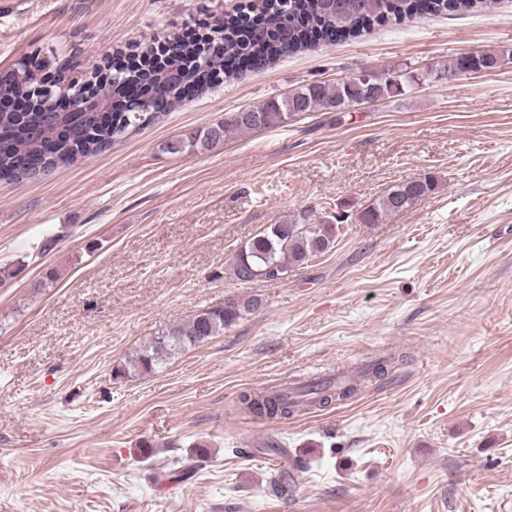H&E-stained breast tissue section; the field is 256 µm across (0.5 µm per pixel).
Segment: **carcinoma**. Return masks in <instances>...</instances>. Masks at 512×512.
<instances>
[{
    "label": "carcinoma",
    "mask_w": 512,
    "mask_h": 512,
    "mask_svg": "<svg viewBox=\"0 0 512 512\" xmlns=\"http://www.w3.org/2000/svg\"><path fill=\"white\" fill-rule=\"evenodd\" d=\"M489 4V0H262L259 5L264 22L250 26L241 14L227 15L215 21L211 36L201 43L171 42L166 62L153 63L156 46L140 48L142 65L116 71L112 80L88 87L87 80L97 74H78L72 59L56 62L53 96L69 103L64 112H54L40 97L38 88L50 62L36 49L23 54L14 64L0 70V101H25L23 111L0 110V180L22 182L37 180L54 169L72 166L110 149L116 143L149 127L166 110L185 100L183 90L209 85L203 75L224 68L229 58L247 55L269 62L333 38L356 37L372 24L390 19H412L423 14L471 11ZM501 57L485 53L475 59L460 56L434 76L452 78L478 70H494ZM415 82L411 73L378 77L362 74L334 84L310 83L279 99L245 109L223 122L187 134L165 144L164 150L180 155L197 147L224 141L232 131H262L285 126L312 112L343 110L372 99H385L403 89V83ZM132 86L140 88L134 106L109 117L98 110V103L112 102ZM437 186L433 176L392 186L357 217L360 224H380L392 215L413 208ZM336 242V224L330 219L312 217L305 210L268 226L240 248L232 265V275L243 283L274 281L301 266L314 256L330 251ZM261 306L257 297L243 302L206 307L182 321L165 325L126 363L112 366L115 380L139 376L173 360L187 349L224 333L243 316ZM358 383L337 384L330 378L301 387L295 395L278 388L262 393L240 395L241 409L269 420L288 419L303 407H326L356 394Z\"/></svg>",
    "instance_id": "1"
}]
</instances>
